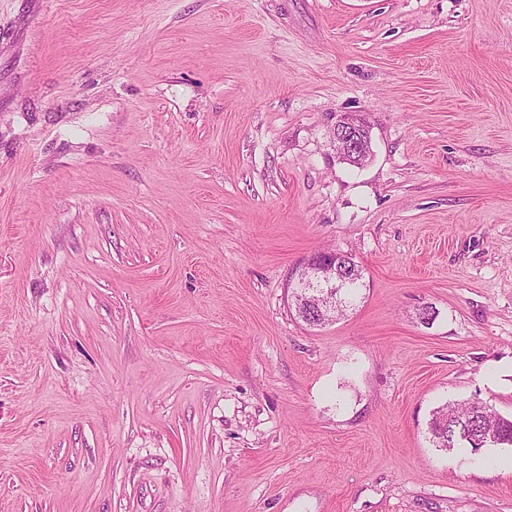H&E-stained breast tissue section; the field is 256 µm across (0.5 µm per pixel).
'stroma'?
I'll list each match as a JSON object with an SVG mask.
<instances>
[{
    "label": "stroma",
    "mask_w": 512,
    "mask_h": 512,
    "mask_svg": "<svg viewBox=\"0 0 512 512\" xmlns=\"http://www.w3.org/2000/svg\"><path fill=\"white\" fill-rule=\"evenodd\" d=\"M455 400L512 414V0H0V512H512ZM366 126L363 121L353 114H341L334 126L336 152L343 158L358 157L364 163L372 156V150L367 143L363 131ZM335 258L336 253L333 252L332 254H316L308 263L306 262L300 269H296L289 280V284H293L301 277L303 271H307V269L315 272V276L321 282L323 288H315L303 295L302 303L311 301L320 307L321 311L316 313V316H318L317 320H320L322 324L335 319L329 318L327 312L329 308L332 311L336 306L335 288L336 285L344 280V274H346V267L343 268L341 261H334ZM348 258L349 261H347V265L349 266V269L348 279L346 280L347 284L344 294L343 310H345V308L349 307L351 304H355L357 298L360 295L361 289L364 286L362 281V267L351 256H348ZM428 431L433 445L445 451L461 447L475 455L489 446L512 447V416H503L480 401L449 402L438 407L429 420ZM471 440L482 441L483 445L475 448ZM449 444L452 448L444 447Z\"/></svg>",
    "instance_id": "1"
}]
</instances>
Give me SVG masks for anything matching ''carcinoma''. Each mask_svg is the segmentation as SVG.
<instances>
[{"label":"carcinoma","mask_w":512,"mask_h":512,"mask_svg":"<svg viewBox=\"0 0 512 512\" xmlns=\"http://www.w3.org/2000/svg\"><path fill=\"white\" fill-rule=\"evenodd\" d=\"M348 279L343 307L355 304L364 286L362 267L354 260L347 261ZM428 431L433 445L442 449L446 445L466 448L472 454L481 449L472 441L483 442V447H512V417L497 413L480 401L446 403L433 411Z\"/></svg>","instance_id":"obj_1"}]
</instances>
